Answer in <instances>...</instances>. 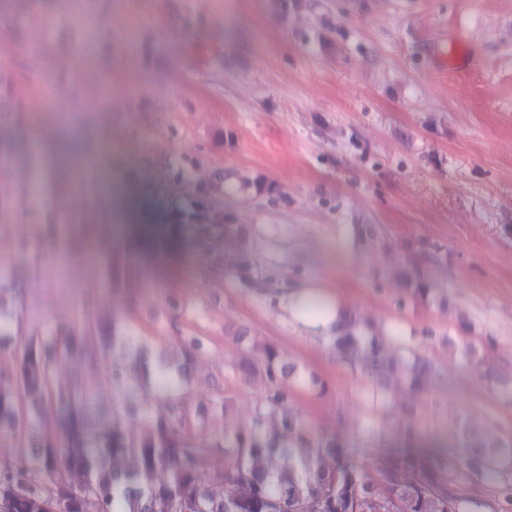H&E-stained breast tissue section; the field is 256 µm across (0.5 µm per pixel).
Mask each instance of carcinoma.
Returning a JSON list of instances; mask_svg holds the SVG:
<instances>
[{
	"instance_id": "carcinoma-1",
	"label": "carcinoma",
	"mask_w": 512,
	"mask_h": 512,
	"mask_svg": "<svg viewBox=\"0 0 512 512\" xmlns=\"http://www.w3.org/2000/svg\"><path fill=\"white\" fill-rule=\"evenodd\" d=\"M96 329L87 323L52 333L34 331L20 339L11 364L0 371V429L16 433L17 413L29 421L21 431L31 450L17 464L0 471V503L8 512H387L383 487L396 497L397 512H469V499L457 481L485 477L495 488L492 508L512 512V476L500 471L504 444L489 446L467 434L474 452L462 463L435 462L419 450L382 454L370 467L352 457L332 435H312L292 412L288 393L279 383V354L264 347L263 367L268 390L260 402L254 426L221 439L189 433L186 409L173 402L148 415L150 433L135 441L123 426L127 408L116 404L112 425L91 438L86 427V397L54 380L56 367L77 354L97 359ZM330 346L336 358L362 360L383 377L397 370L382 352L369 327L343 317L331 324ZM183 365L204 355L199 336H180ZM115 385L127 391L146 387L165 365L110 364ZM51 414L59 433L41 427ZM268 414L277 416L278 430L262 429ZM216 454L234 462L200 473ZM296 464L288 469L278 459ZM81 474L76 483L72 476Z\"/></svg>"
}]
</instances>
